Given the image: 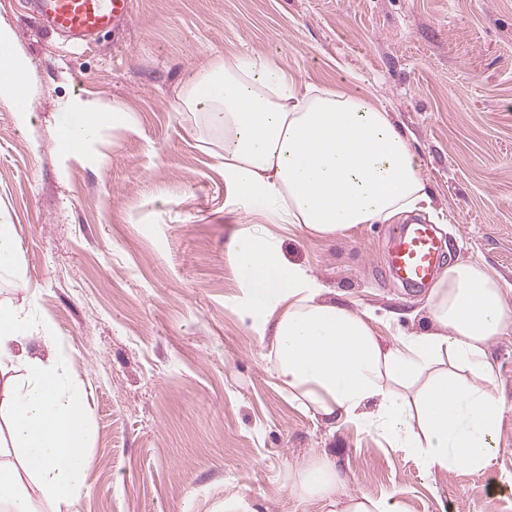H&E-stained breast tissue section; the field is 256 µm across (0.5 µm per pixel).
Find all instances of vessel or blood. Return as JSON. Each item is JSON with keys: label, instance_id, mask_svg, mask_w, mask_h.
Masks as SVG:
<instances>
[{"label": "vessel or blood", "instance_id": "b4317fda", "mask_svg": "<svg viewBox=\"0 0 512 512\" xmlns=\"http://www.w3.org/2000/svg\"><path fill=\"white\" fill-rule=\"evenodd\" d=\"M41 25L52 33L87 40L128 23L134 0H34ZM443 259L442 243L431 225H402L387 256L391 275L403 286L429 284Z\"/></svg>", "mask_w": 512, "mask_h": 512}]
</instances>
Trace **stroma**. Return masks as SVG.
Here are the masks:
<instances>
[{"instance_id":"35a3bbf8","label":"stroma","mask_w":512,"mask_h":512,"mask_svg":"<svg viewBox=\"0 0 512 512\" xmlns=\"http://www.w3.org/2000/svg\"><path fill=\"white\" fill-rule=\"evenodd\" d=\"M34 112L0 98V212L16 226L26 299L52 323L82 381L92 486L78 512H212L243 495L258 512H324L289 491L326 457L351 491L402 512H512V332L490 357L508 410L483 473L430 477L402 448L329 428L281 389L236 310L227 255L239 222L210 139L176 91L206 60L259 54L303 82L376 98L411 141L426 219L447 263L512 283V0H134L129 25L68 47L25 0H0ZM72 96L132 110L74 160L55 143ZM407 216L345 238L284 234L287 260L368 312L386 341L426 328L427 292L386 267Z\"/></svg>"}]
</instances>
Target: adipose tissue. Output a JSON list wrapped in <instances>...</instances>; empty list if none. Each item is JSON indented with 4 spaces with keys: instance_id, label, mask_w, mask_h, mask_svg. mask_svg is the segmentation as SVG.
Wrapping results in <instances>:
<instances>
[{
    "instance_id": "ef3b65f1",
    "label": "adipose tissue",
    "mask_w": 512,
    "mask_h": 512,
    "mask_svg": "<svg viewBox=\"0 0 512 512\" xmlns=\"http://www.w3.org/2000/svg\"><path fill=\"white\" fill-rule=\"evenodd\" d=\"M29 68L0 24V97L14 100L25 121L33 112ZM178 100L216 136L224 183L243 214L272 219L237 225L227 253L241 285L238 312L267 337L278 386L326 425L349 423L407 449L427 475L483 472L497 452L505 407L490 347L512 332V284L477 262L450 264L426 296L427 328L389 343L366 312L327 297L281 250L279 229L338 240L425 199L417 155L389 112L246 54L199 66ZM61 110L67 119L56 144L74 157L101 128L134 125L129 109L79 96ZM2 278L25 284L15 226L0 216ZM34 338L54 344L51 323L0 300V512H43L46 504L72 512L90 485L85 388L61 355H31ZM290 491L328 512H401L397 502L349 492L324 457L297 469Z\"/></svg>"
}]
</instances>
